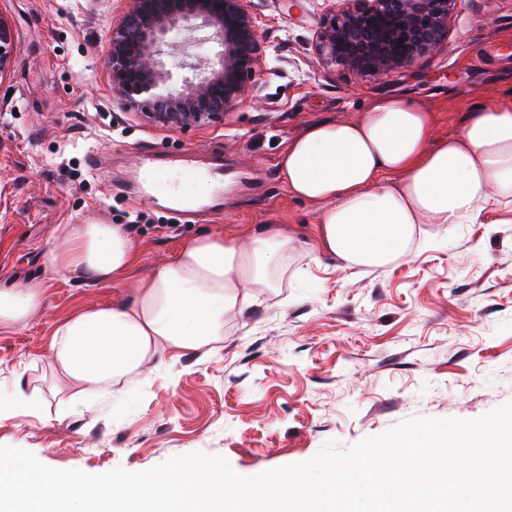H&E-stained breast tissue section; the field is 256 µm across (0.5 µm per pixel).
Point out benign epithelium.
I'll list each match as a JSON object with an SVG mask.
<instances>
[{
  "label": "benign epithelium",
  "mask_w": 512,
  "mask_h": 512,
  "mask_svg": "<svg viewBox=\"0 0 512 512\" xmlns=\"http://www.w3.org/2000/svg\"><path fill=\"white\" fill-rule=\"evenodd\" d=\"M316 38L325 66L360 77L411 72L438 55L460 0H326ZM254 0H127L113 22L106 66L112 96L152 124L188 129L224 121L260 96L281 61L264 36ZM220 47L201 74L175 80L165 48L194 33ZM13 31L0 18V73L11 64Z\"/></svg>",
  "instance_id": "1"
}]
</instances>
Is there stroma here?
<instances>
[{"instance_id":"obj_1","label":"stroma","mask_w":512,"mask_h":512,"mask_svg":"<svg viewBox=\"0 0 512 512\" xmlns=\"http://www.w3.org/2000/svg\"><path fill=\"white\" fill-rule=\"evenodd\" d=\"M279 71L257 105L222 124L165 129L112 97L105 65L124 0H0L14 48L0 73V287L46 280L44 308L0 329V399L38 388L37 416L0 421V446L56 469L100 474L204 452L255 476L350 447L414 417L474 419L512 401V209L471 224L429 225V245L371 272L296 251L288 272L224 321L217 349L166 352L127 386L99 397L56 391L41 358L76 309L123 297L125 283L50 277L45 241L60 224L124 225L133 276L174 259L205 231L244 235L277 222L309 235L279 154L320 119L356 120L378 99L414 101L445 134L478 100L512 92V0H460L445 50L415 71L358 78L322 67L313 40L321 0H255ZM171 158H224V205L188 221L134 200L141 147Z\"/></svg>"}]
</instances>
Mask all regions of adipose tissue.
I'll list each match as a JSON object with an SVG mask.
<instances>
[{"mask_svg": "<svg viewBox=\"0 0 512 512\" xmlns=\"http://www.w3.org/2000/svg\"><path fill=\"white\" fill-rule=\"evenodd\" d=\"M290 197L315 219L313 241L345 267L387 266L411 251L425 224H468L512 206V94L474 103L458 131L438 136L429 112L379 99L357 121L311 123L277 160ZM301 242L268 224L246 241L203 233L136 280L120 302L80 309L57 328L44 360L62 388L104 389L138 375L164 351L195 352L224 319L271 287L274 268ZM54 276L106 284L134 264L118 224H61L42 252ZM47 299L45 280L0 289V328L25 324Z\"/></svg>", "mask_w": 512, "mask_h": 512, "instance_id": "1", "label": "adipose tissue"}]
</instances>
